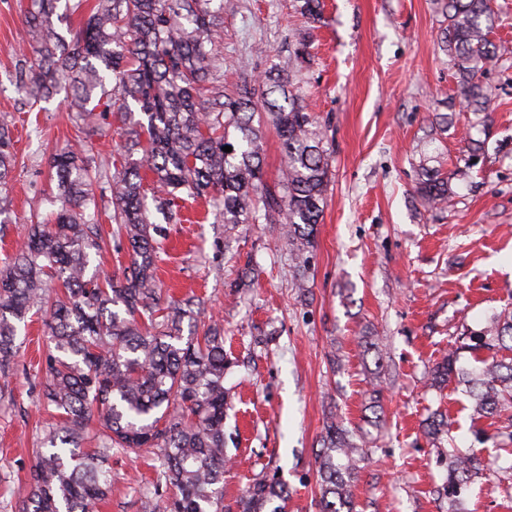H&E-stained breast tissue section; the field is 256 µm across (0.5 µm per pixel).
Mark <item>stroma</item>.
Returning a JSON list of instances; mask_svg holds the SVG:
<instances>
[{"mask_svg":"<svg viewBox=\"0 0 512 512\" xmlns=\"http://www.w3.org/2000/svg\"><path fill=\"white\" fill-rule=\"evenodd\" d=\"M445 2L323 0L314 23L294 0H235L224 14L217 53L229 91L282 64L293 34L309 30L312 58L300 86L325 131L330 170L306 291L294 286L287 245L263 225L228 229L208 200L182 194L180 219L167 226L162 297L203 299L204 317L223 325L234 361L224 377L232 457L224 512H239L248 486L272 476L288 485V512H318L317 454L333 413L365 443L355 512H512V455L491 442L496 421L474 418L457 380L429 383L458 338L512 312V54L487 72L484 123L469 129L473 115L464 111L442 127L440 115L459 96L441 50ZM29 8L30 0H0V124L14 141V168L0 186L11 216L0 224V263L31 219L51 209L54 153L81 146L104 170L121 161L116 128L86 137L59 100L32 112L10 84L16 61L31 51ZM471 138L485 144L475 166L467 161ZM423 164L447 175L451 208H430L417 193ZM19 340L9 373L0 374V512H19L15 489L53 420L38 396L44 314L32 316ZM436 410L450 428L437 441L424 433ZM452 447L496 461L454 503L435 493ZM156 466L150 448L114 454L112 493L99 512H140Z\"/></svg>","mask_w":512,"mask_h":512,"instance_id":"stroma-1","label":"stroma"}]
</instances>
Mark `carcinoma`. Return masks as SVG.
<instances>
[{"label":"carcinoma","instance_id":"cac0c4a2","mask_svg":"<svg viewBox=\"0 0 512 512\" xmlns=\"http://www.w3.org/2000/svg\"><path fill=\"white\" fill-rule=\"evenodd\" d=\"M61 2L31 0L26 23L38 59H18L16 85L32 109L65 94L76 121L92 133L100 121L117 117L124 162L106 175L109 219L112 238L126 245L130 263L115 279L91 266L104 244L90 192L97 171L79 149L52 156L58 203L53 223L30 225L14 257L0 267V371L8 373L15 358L18 324L45 310L52 353L41 398L59 415L35 450L19 491L21 512H96L112 492V454L142 447L156 449L160 466L141 495V512H224L230 406L224 375L231 361L218 325L185 331L204 302L189 297L160 307L156 271L165 228L152 221V212L170 223L177 194L208 196L226 225L269 226L295 256L296 287H306L307 253L330 182L322 127L292 79L293 70L310 60L311 42L297 34L283 65L228 93L215 53L228 0H96L68 39L54 24ZM295 2L306 18H320L321 0ZM446 9L443 51L462 102L482 112L488 66L512 51L490 38L496 25L490 0H448ZM265 117L283 155L271 182L263 170ZM13 161L12 138L0 127V185ZM149 174L159 188L153 211L144 186ZM417 192L440 207L454 195L448 177L434 168L421 172ZM480 342L512 350V313L494 317ZM457 362V351H450L432 381L463 383L474 413L502 423L497 446H511L512 358L486 362L477 371ZM94 420L101 434L97 446L86 449ZM362 454L363 445L331 416L318 453L320 512H340L339 503L353 512ZM485 470L474 454L450 448L448 477L436 493L452 498ZM288 496L285 483L261 479L246 491L241 512H285Z\"/></svg>","mask_w":512,"mask_h":512}]
</instances>
